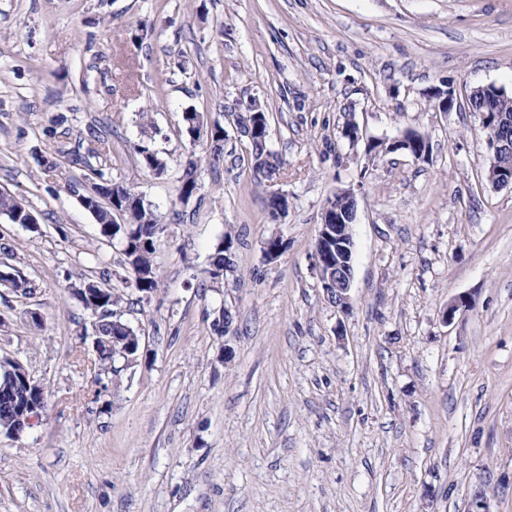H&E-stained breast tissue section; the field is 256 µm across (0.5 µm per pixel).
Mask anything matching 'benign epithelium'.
Wrapping results in <instances>:
<instances>
[{
	"label": "benign epithelium",
	"mask_w": 512,
	"mask_h": 512,
	"mask_svg": "<svg viewBox=\"0 0 512 512\" xmlns=\"http://www.w3.org/2000/svg\"><path fill=\"white\" fill-rule=\"evenodd\" d=\"M428 96L437 100L436 111L448 112L456 104L454 91L447 87L434 86ZM482 128L492 157L487 182L494 188H512V155L502 160L501 141L496 136L498 121L484 115ZM392 151H406L416 159L427 156L428 146L421 144L408 133L389 145ZM323 224L317 236L315 265L319 280L331 302L342 312L351 309V287L353 281L354 239L353 225L356 221V200L349 191L340 192L327 200L323 211Z\"/></svg>",
	"instance_id": "1"
}]
</instances>
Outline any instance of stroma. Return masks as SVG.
<instances>
[{
    "instance_id": "obj_1",
    "label": "stroma",
    "mask_w": 512,
    "mask_h": 512,
    "mask_svg": "<svg viewBox=\"0 0 512 512\" xmlns=\"http://www.w3.org/2000/svg\"><path fill=\"white\" fill-rule=\"evenodd\" d=\"M443 84L447 113L426 96ZM486 85L512 97V0H0V190L37 218L0 214V248L35 287L0 286V360L47 398L30 430L0 434V512H466L478 491L512 512V189L485 183L482 115L466 105ZM254 100L285 164L274 181L237 133ZM188 109L223 125L220 165L183 134ZM410 130L426 159L386 151ZM93 131L113 178L164 215L147 300L36 163L80 178L67 155ZM140 145L164 172L141 169ZM192 153L202 187L182 205ZM341 189L357 202L346 313L314 262ZM274 192L288 198L275 221ZM228 231L236 271L201 288ZM105 274L142 345L103 390L71 284ZM460 295L471 310L445 320ZM223 304L228 338L212 327Z\"/></svg>"
}]
</instances>
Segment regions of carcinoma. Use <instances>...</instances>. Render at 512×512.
<instances>
[{
  "label": "carcinoma",
  "instance_id": "1",
  "mask_svg": "<svg viewBox=\"0 0 512 512\" xmlns=\"http://www.w3.org/2000/svg\"><path fill=\"white\" fill-rule=\"evenodd\" d=\"M468 107L474 112H488L491 115L502 114L507 123L502 126L503 137L512 142V98L497 92L496 88H481L474 91L468 99ZM267 134L257 136L254 141L248 143L253 160V169L262 174L267 180L277 178L281 169V161L278 156L268 149ZM138 164L144 169L164 170L167 162L159 152L146 146L137 149ZM96 159V164L88 163V158ZM73 162L88 168L87 184L80 186L70 179H65L67 190L81 197V205L96 219L99 235L105 242L112 237L120 238L126 245L122 252L124 256V282L140 295L147 299L159 288V278L154 263L164 224L162 215L157 208L138 201L136 204L127 205V191L132 186L124 181L112 178V170L107 163V157L103 148L96 141L88 143L86 154H79ZM198 160L191 157L186 160L182 175L179 179L177 192L178 201L191 200L194 191L197 190L196 174ZM108 187V195L113 197L118 209L123 211L122 223H112V205L97 203L94 193L102 187ZM27 206L16 196L6 192H0V213L11 215L16 219L23 218ZM237 238L230 232L224 233L214 245L209 255L207 276L211 283L221 285L224 283V275L235 271V262L231 258L224 257V247H235ZM14 277L9 289L16 295L27 297L33 294V286L30 280L18 269H13ZM93 283L95 280L84 277L73 283L75 294L86 310H99L105 308L111 314L99 319L95 328L96 358L99 365L98 373L94 376V384L105 388L104 379L109 375L120 372L115 362L123 358V350L133 349V354L140 352L141 342L139 332L129 323L114 315L122 302L123 296L114 292V288H106L97 292ZM26 368L18 361H0V431L7 435L22 433L28 429L24 420L18 418L17 408L26 406L33 401L38 403V410L44 411L47 400L34 396L29 391L25 380Z\"/></svg>",
  "mask_w": 512,
  "mask_h": 512
}]
</instances>
